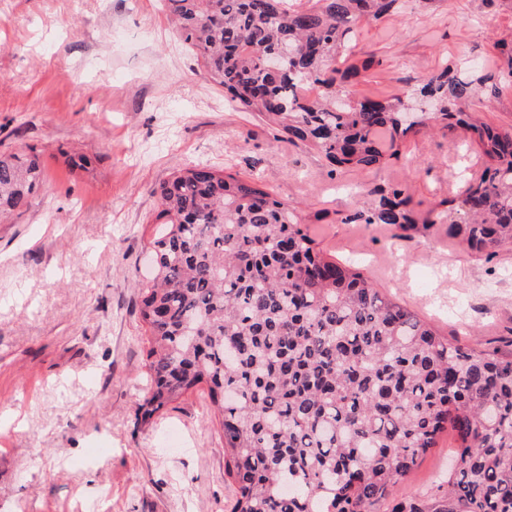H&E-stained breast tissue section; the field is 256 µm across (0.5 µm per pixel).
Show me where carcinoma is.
<instances>
[{
  "mask_svg": "<svg viewBox=\"0 0 512 512\" xmlns=\"http://www.w3.org/2000/svg\"><path fill=\"white\" fill-rule=\"evenodd\" d=\"M163 2L240 111L334 166H383L431 122L470 131L482 170L435 204L433 223H450L476 254L512 244V132L474 118L486 83L494 97L512 89V39L494 41L493 74L451 60L422 79L416 95L430 111L407 125L399 96L348 99L355 27L398 0ZM43 178L38 155L0 154V216L26 209ZM154 194L141 420L207 387L237 487L231 512H512V353L439 334L326 257L298 209L252 178L190 164ZM408 203L402 184L374 188L342 223L410 226ZM448 430L459 441L448 482L398 494Z\"/></svg>",
  "mask_w": 512,
  "mask_h": 512,
  "instance_id": "carcinoma-1",
  "label": "carcinoma"
}]
</instances>
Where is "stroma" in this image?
<instances>
[{
    "instance_id": "stroma-1",
    "label": "stroma",
    "mask_w": 512,
    "mask_h": 512,
    "mask_svg": "<svg viewBox=\"0 0 512 512\" xmlns=\"http://www.w3.org/2000/svg\"><path fill=\"white\" fill-rule=\"evenodd\" d=\"M512 11L486 0H416L357 24L370 62L354 99L408 97L444 60L493 70ZM35 150L44 184L0 221V512H230L224 437L206 388L140 421L146 326L137 312L153 190L202 162L260 179L299 210L324 254L442 335L512 351V249L472 254L431 202L478 168L462 130L407 137L376 169H330L236 109L173 31L159 0H0V153ZM406 185L417 220L396 233L348 224L349 187ZM457 443L443 433L403 483L429 494Z\"/></svg>"
}]
</instances>
